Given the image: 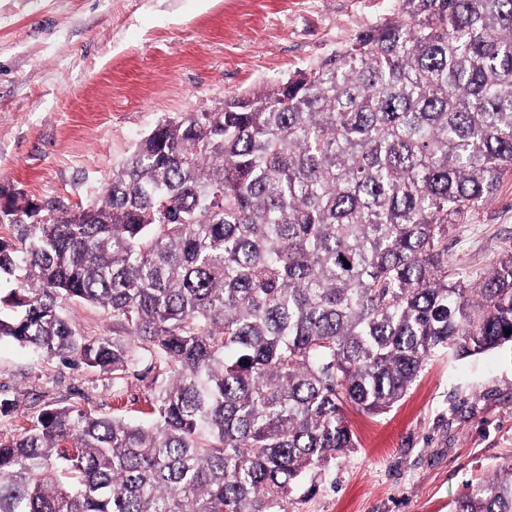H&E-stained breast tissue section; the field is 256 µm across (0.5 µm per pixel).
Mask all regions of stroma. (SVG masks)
I'll list each match as a JSON object with an SVG mask.
<instances>
[{"label": "stroma", "instance_id": "1", "mask_svg": "<svg viewBox=\"0 0 512 512\" xmlns=\"http://www.w3.org/2000/svg\"><path fill=\"white\" fill-rule=\"evenodd\" d=\"M395 0H0V188L87 203L160 121L287 78L392 17ZM512 251V178L448 235V265L479 280ZM130 381L0 341V439L26 414L80 405L122 415ZM291 512H449L468 484L512 464V348L432 358Z\"/></svg>", "mask_w": 512, "mask_h": 512}]
</instances>
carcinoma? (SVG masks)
Here are the masks:
<instances>
[{
    "instance_id": "cac0c4a2",
    "label": "carcinoma",
    "mask_w": 512,
    "mask_h": 512,
    "mask_svg": "<svg viewBox=\"0 0 512 512\" xmlns=\"http://www.w3.org/2000/svg\"><path fill=\"white\" fill-rule=\"evenodd\" d=\"M512 177V0H397L285 80L165 119L74 210L0 211L8 338L112 374L150 423L75 405L0 440V512H288L425 363L512 344V252L448 233ZM99 305L89 340L65 301ZM451 512H512V465Z\"/></svg>"
}]
</instances>
